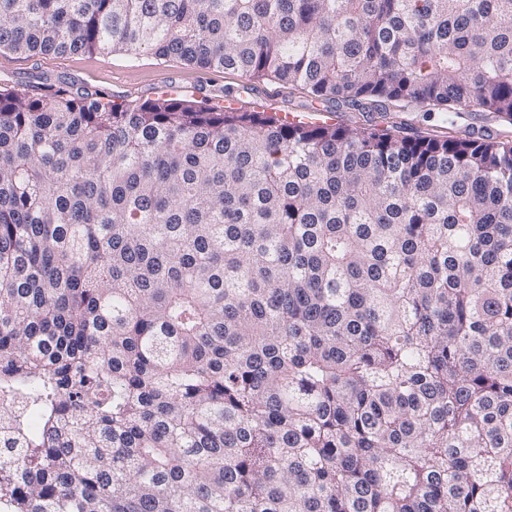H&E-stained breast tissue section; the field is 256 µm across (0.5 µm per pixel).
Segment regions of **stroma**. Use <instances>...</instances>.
Segmentation results:
<instances>
[{
  "label": "stroma",
  "instance_id": "35a3bbf8",
  "mask_svg": "<svg viewBox=\"0 0 512 512\" xmlns=\"http://www.w3.org/2000/svg\"><path fill=\"white\" fill-rule=\"evenodd\" d=\"M85 87L121 101L158 97L223 102L231 96L244 111H287L288 91L270 80H255L239 72H214L177 59L150 53L127 55L96 51L68 55L19 56L0 51V86L27 82Z\"/></svg>",
  "mask_w": 512,
  "mask_h": 512
}]
</instances>
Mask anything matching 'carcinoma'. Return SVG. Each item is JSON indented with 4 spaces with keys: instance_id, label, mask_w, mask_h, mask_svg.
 <instances>
[{
    "instance_id": "1",
    "label": "carcinoma",
    "mask_w": 512,
    "mask_h": 512,
    "mask_svg": "<svg viewBox=\"0 0 512 512\" xmlns=\"http://www.w3.org/2000/svg\"><path fill=\"white\" fill-rule=\"evenodd\" d=\"M355 125L0 89V512H512V0H0ZM448 112V135L403 112Z\"/></svg>"
}]
</instances>
